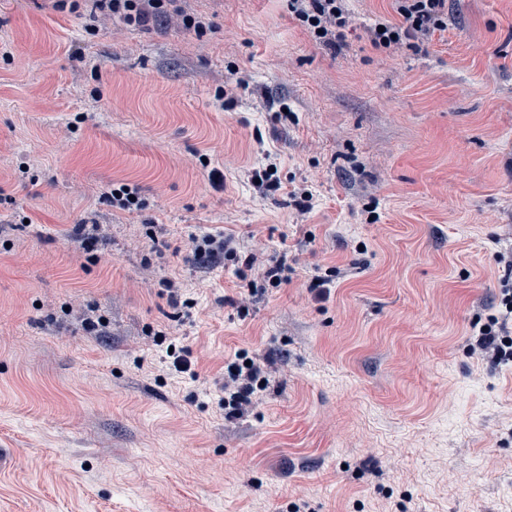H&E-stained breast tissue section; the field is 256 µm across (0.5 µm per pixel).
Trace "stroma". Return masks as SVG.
<instances>
[{
  "mask_svg": "<svg viewBox=\"0 0 512 512\" xmlns=\"http://www.w3.org/2000/svg\"><path fill=\"white\" fill-rule=\"evenodd\" d=\"M79 4L0 0V512H512V363L471 351L512 287V0L421 50L371 44L394 0L334 48L287 0H181L200 33ZM208 234L290 282L249 298ZM238 351L267 387L228 420ZM252 182L262 188L267 194H273L282 188L280 178L277 176V167L268 164L265 168L254 169ZM110 195L112 197V205L116 204L120 209L127 210L128 212H137L146 206L137 189L127 184L113 185ZM130 196H133V200H130ZM192 257L197 261L216 262L219 260L233 261L237 259V249L231 237L210 236L191 238Z\"/></svg>",
  "mask_w": 512,
  "mask_h": 512,
  "instance_id": "stroma-1",
  "label": "stroma"
}]
</instances>
